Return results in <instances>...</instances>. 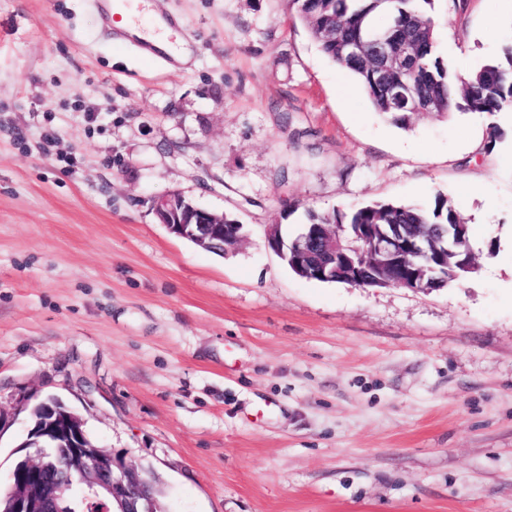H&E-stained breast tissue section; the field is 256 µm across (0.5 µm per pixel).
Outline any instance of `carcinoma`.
Masks as SVG:
<instances>
[{"instance_id": "cac0c4a2", "label": "carcinoma", "mask_w": 512, "mask_h": 512, "mask_svg": "<svg viewBox=\"0 0 512 512\" xmlns=\"http://www.w3.org/2000/svg\"><path fill=\"white\" fill-rule=\"evenodd\" d=\"M292 8L320 51L338 68L348 72L365 92L373 109L401 129L409 128L419 116L412 104L393 101L387 84H399L407 98H417L429 107L427 113L446 118L454 111L495 115L512 110V42L503 46L499 57L482 65L466 79L453 76L438 55V38L427 6L433 0H290ZM388 22L379 27L375 16ZM414 35L413 62L407 71H378L373 46L381 39ZM308 224H399L411 235L433 237L438 226L462 225L469 239V227L448 197L437 194L430 205L379 201L347 210H306ZM474 261L469 247L450 259L448 279L463 278L467 271L457 261Z\"/></svg>"}]
</instances>
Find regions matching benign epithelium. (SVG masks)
I'll return each instance as SVG.
<instances>
[{"label": "benign epithelium", "instance_id": "7a95c632", "mask_svg": "<svg viewBox=\"0 0 512 512\" xmlns=\"http://www.w3.org/2000/svg\"><path fill=\"white\" fill-rule=\"evenodd\" d=\"M407 47L380 41L375 47L383 66H405ZM160 223L171 233L208 250L220 253L245 239L243 225L224 223V214L196 206L180 193L158 196L151 201ZM346 228L338 224H307L294 239L284 238L280 225L266 230L267 247L282 259H289L298 276L321 282L342 281L356 288L374 283L362 277L344 244ZM355 239L364 242L370 261L387 272L383 282L389 287L419 289L423 281L438 282L448 273L446 258L457 254L459 239L438 247L422 238L402 237L385 224H373ZM434 250L441 265L409 269L408 256ZM42 418L38 428H30L36 447L19 460L10 476V512H60L59 486L46 479L55 454L64 453L68 470L86 483L85 499L103 505V512H161L153 487L140 475V466L118 459L112 451L97 445L85 432V420L54 396L38 401Z\"/></svg>", "mask_w": 512, "mask_h": 512}]
</instances>
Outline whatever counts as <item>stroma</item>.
<instances>
[{
  "instance_id": "1",
  "label": "stroma",
  "mask_w": 512,
  "mask_h": 512,
  "mask_svg": "<svg viewBox=\"0 0 512 512\" xmlns=\"http://www.w3.org/2000/svg\"><path fill=\"white\" fill-rule=\"evenodd\" d=\"M153 2L185 60L116 46L88 0H0V487L34 394L154 471L164 512H512V122L397 128L289 0ZM432 18L460 78L512 40V0ZM171 192L244 243L170 233ZM439 193L479 265L445 288L313 282L265 245Z\"/></svg>"
}]
</instances>
